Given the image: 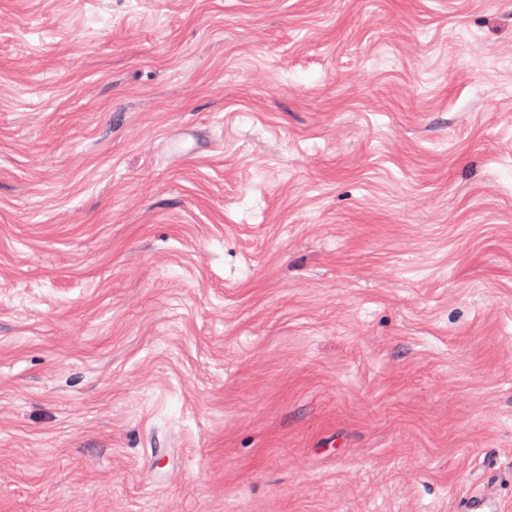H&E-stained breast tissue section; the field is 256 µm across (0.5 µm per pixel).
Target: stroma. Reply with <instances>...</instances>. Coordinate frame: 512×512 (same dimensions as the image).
<instances>
[{
	"label": "stroma",
	"mask_w": 512,
	"mask_h": 512,
	"mask_svg": "<svg viewBox=\"0 0 512 512\" xmlns=\"http://www.w3.org/2000/svg\"><path fill=\"white\" fill-rule=\"evenodd\" d=\"M512 512V0H0V512ZM462 512H502L498 498L490 492H473L465 496Z\"/></svg>",
	"instance_id": "35a3bbf8"
}]
</instances>
